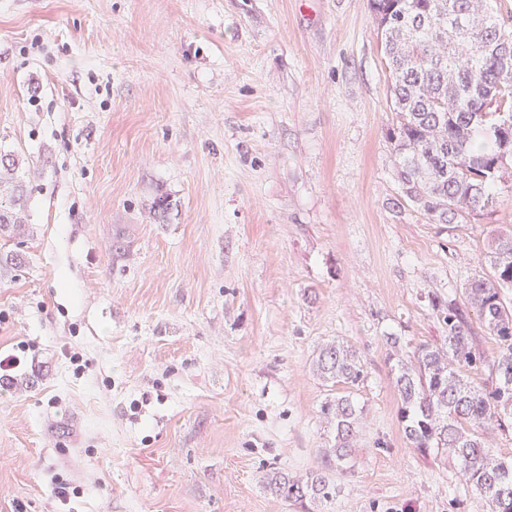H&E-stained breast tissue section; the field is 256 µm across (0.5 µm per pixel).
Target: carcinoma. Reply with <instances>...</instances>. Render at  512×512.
Masks as SVG:
<instances>
[{
  "label": "carcinoma",
  "instance_id": "carcinoma-1",
  "mask_svg": "<svg viewBox=\"0 0 512 512\" xmlns=\"http://www.w3.org/2000/svg\"><path fill=\"white\" fill-rule=\"evenodd\" d=\"M389 69L394 112L386 137L395 157L401 195L396 206L421 208L433 224H458L512 191V16L491 0H368ZM19 184L0 155V229L22 223ZM487 270L463 289L500 350L492 386L471 384L464 370L481 361L471 328L458 307L435 303L448 325V342L422 344L397 360L399 420L409 445L421 453L445 448L461 464L464 481L488 501L490 512H512V459L491 454L486 426L512 413V233L496 235ZM332 385L353 390L365 371L357 351L323 345L315 361ZM336 427V467L346 464L361 419L350 395L322 405ZM272 489L286 501H328L335 486L324 473L302 478L273 474Z\"/></svg>",
  "mask_w": 512,
  "mask_h": 512
}]
</instances>
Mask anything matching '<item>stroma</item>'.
<instances>
[{"instance_id": "stroma-1", "label": "stroma", "mask_w": 512, "mask_h": 512, "mask_svg": "<svg viewBox=\"0 0 512 512\" xmlns=\"http://www.w3.org/2000/svg\"><path fill=\"white\" fill-rule=\"evenodd\" d=\"M387 78L367 0H0L25 195L0 235V354H25L0 512H490L452 455L407 447L390 354L445 342L438 299L490 383L499 342L462 289L512 195L459 224L395 207ZM329 341L367 374L345 474ZM316 471L333 500L268 486Z\"/></svg>"}]
</instances>
